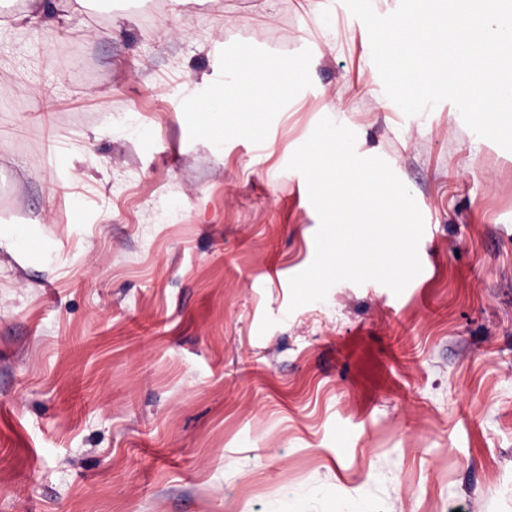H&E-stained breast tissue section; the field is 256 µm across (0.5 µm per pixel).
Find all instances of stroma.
Instances as JSON below:
<instances>
[{"instance_id":"35a3bbf8","label":"stroma","mask_w":512,"mask_h":512,"mask_svg":"<svg viewBox=\"0 0 512 512\" xmlns=\"http://www.w3.org/2000/svg\"><path fill=\"white\" fill-rule=\"evenodd\" d=\"M0 7V512H512V152L407 116L342 0ZM294 61L258 134L242 48ZM425 221L401 294L315 255L322 117Z\"/></svg>"}]
</instances>
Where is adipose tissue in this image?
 <instances>
[{
    "instance_id": "1",
    "label": "adipose tissue",
    "mask_w": 512,
    "mask_h": 512,
    "mask_svg": "<svg viewBox=\"0 0 512 512\" xmlns=\"http://www.w3.org/2000/svg\"><path fill=\"white\" fill-rule=\"evenodd\" d=\"M236 83L226 90L227 112L240 114L250 127H259L274 102L285 93L284 77L292 70L288 60L270 65L256 61L249 48H242L231 61Z\"/></svg>"
}]
</instances>
